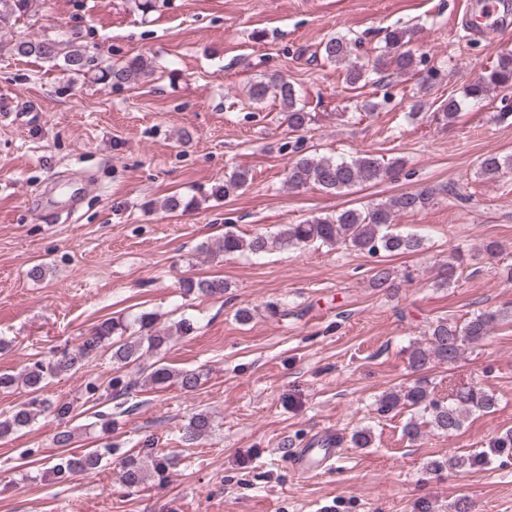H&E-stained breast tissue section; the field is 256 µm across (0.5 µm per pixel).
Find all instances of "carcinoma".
I'll use <instances>...</instances> for the list:
<instances>
[{"instance_id": "cac0c4a2", "label": "carcinoma", "mask_w": 512, "mask_h": 512, "mask_svg": "<svg viewBox=\"0 0 512 512\" xmlns=\"http://www.w3.org/2000/svg\"><path fill=\"white\" fill-rule=\"evenodd\" d=\"M41 0H0V29L8 27L22 17L38 15ZM357 40L345 35L331 36L319 43L312 57H318L330 64L345 65V81L350 86L357 84H379L382 79L381 66L390 59L396 71H411L418 63L410 47L412 32L395 27L385 37V55L377 56L373 63L350 61ZM20 57H34L48 62L62 61V68L74 74H86L93 67L94 57L81 47L65 44L50 34H44L15 43L0 44V51ZM152 73V68L142 58H134L123 64H109L98 67L94 80L112 85L135 84ZM512 90V53H506L496 63L466 85L464 100L448 99L437 113L436 120L453 123L465 103H480L497 91ZM278 97L285 112L284 122L289 130L298 132L315 122L316 115L305 111V106H297V92L293 85L282 76L273 74L250 86L249 98L259 104L268 95ZM401 166V161L385 163L370 154H359L349 159L326 156L300 155L288 166L285 182L290 189L299 190L313 185L326 193L337 194L361 184H377L393 177ZM512 168V156L501 157L490 153L480 159L478 174L487 180L497 178L502 171ZM252 180L247 169H235L224 176V182L215 184L210 197L219 200L229 197L246 187ZM434 196L431 190L403 192L386 201L370 203L360 208H348L334 215L313 216L300 224H284L274 235L257 233L246 240L235 231L225 229L217 241L200 245V251L213 258L230 256L248 251L260 254L273 247L289 248L306 246L312 243L343 245L348 249L376 256L382 252L390 255L413 254L424 245L422 237L414 233H394L390 231L394 218L399 213L421 211L429 205ZM181 287L187 294L216 296L224 294V280L220 278H188ZM512 321V308L504 307L496 311H477L464 323L458 324L449 319H438L429 326V347H415L410 353L409 363L415 369H423L433 362L452 364L464 353L465 347L482 341L493 326L504 321ZM137 330H132V325ZM170 331L156 326V316L143 312L129 324L125 320H106L98 324L92 333L81 343L70 349L64 348L48 360H36L25 365L17 375L0 373V390L24 389L29 399L19 407L0 413V438H5L29 426L45 413L53 414L63 421L70 417L73 407L69 403L55 404L41 397V391L48 380L62 373L78 371L97 353L108 348L112 359L121 364L138 361L143 354L158 352L171 340ZM145 381L153 386H164L175 382L181 389L192 391L200 383V374L192 370H174L158 363L144 369ZM138 383L124 382L115 377L108 383L107 390L114 399L128 398L136 391ZM496 405L495 397L481 387H470L455 393V398L445 403L432 396L428 382L419 380L412 386L382 395L378 411L388 414L399 407H413L422 411L427 423L435 429L453 434L459 431L468 413L489 412ZM212 428L211 417L197 413L191 417L183 438L187 442L208 434ZM110 449H98L82 456L62 458L54 465L58 478H67L75 473L95 469L104 453ZM512 453V429H507L491 439L488 449H481L467 456L451 457L448 466L471 468L484 464L489 455H509ZM150 462L134 456L123 462V483L126 488L140 486L152 473L162 476L173 465L164 456L147 453Z\"/></svg>"}]
</instances>
